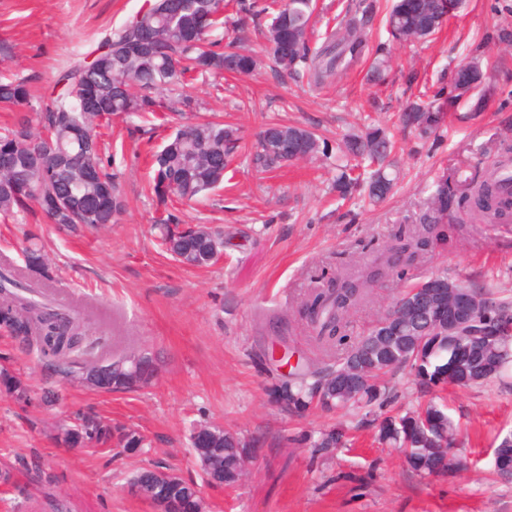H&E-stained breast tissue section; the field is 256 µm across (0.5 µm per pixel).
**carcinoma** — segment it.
Segmentation results:
<instances>
[{"instance_id":"obj_1","label":"carcinoma","mask_w":512,"mask_h":512,"mask_svg":"<svg viewBox=\"0 0 512 512\" xmlns=\"http://www.w3.org/2000/svg\"><path fill=\"white\" fill-rule=\"evenodd\" d=\"M461 0H393L387 26L393 38L405 42L425 40L440 29L445 18ZM233 13L224 16V9ZM316 9L314 0H155L122 28L109 33L91 51L92 61H78L64 70L56 84L60 91L55 104L39 113L41 129L29 120H19L0 133V155L10 159V167L0 170V214L11 216L29 203L36 205L51 224L68 236L81 237L88 230L114 224L125 209L114 174L102 166L100 146L88 152L81 132L92 131L100 123L112 125V117L135 112H163L171 109L164 92L185 84L196 74L246 75L259 60L241 51L234 42L223 50L208 41L210 33L226 24L233 31L265 28L268 59L272 67L286 74H302L308 82L322 85L359 63L369 52L365 32L373 16V5L360 0L354 13L336 18V27L327 43L314 51L308 29ZM271 16L262 26L264 16ZM456 82L475 84V92L485 95V73L477 61L453 73ZM27 78L0 80V105L29 103ZM445 118L440 105L408 104L401 113L404 127L423 135L436 132ZM240 140L238 128L217 119H196L182 125L152 156V190L162 205L173 198L193 200L224 182V169ZM55 149L48 150V144ZM392 144L382 129L343 138L338 151L360 163L377 166L368 186L370 197L382 202L392 190V182L382 169ZM327 148L311 131L298 126L269 123L253 144V163L267 171L288 162L312 158ZM359 185L354 169L344 168L336 178V191L347 196ZM457 205L472 224L512 221V146L502 145L482 177L472 178L462 188L443 177L433 182L431 215L423 219L419 232H399L377 260L360 270H344L325 288H317L297 308L318 344L333 348L348 345L347 314L367 296L371 283L393 270L400 262H411L434 243L444 239L443 218L448 207ZM180 218L164 209L155 228L166 250L186 256L185 265L203 268L212 265L216 252L224 250L222 232L198 224L180 230ZM55 282L53 270L40 248L25 249L24 265L0 261V327L18 338L50 370L66 381L83 376L97 362L84 356L87 321L72 316L45 296ZM461 290L484 297L486 308L475 314V328L487 336L491 347L470 345L462 355V345L448 347V337L409 330L404 323L401 335L374 349L364 360L370 383L348 387L349 359L345 356L312 370L288 383L273 385V400L291 412L301 413L312 404L325 410L371 409L387 398L384 376L407 368L417 384L427 389L448 385L475 386L503 376L512 367V304L491 293L454 280ZM136 353L125 348L112 354V365L120 376L111 392L133 391L149 386L156 368L146 363L134 382L121 379V365ZM0 390L18 401L30 399V389L21 376L8 367L0 369ZM346 429L339 425L321 432L314 447L329 454L346 444ZM457 427L446 406L429 402L403 415L387 416L379 424V438L400 448L410 468L421 476L448 471L456 459ZM54 440L66 448L85 449L94 443L136 453L147 447L137 430L90 413H77L73 420L55 426ZM192 453L209 458L213 478L233 485L243 476V463L250 441L216 425H194L189 437ZM155 470L143 469L135 481L143 493L154 492ZM190 484L184 480L165 485L170 512H196L197 504L188 496Z\"/></svg>"}]
</instances>
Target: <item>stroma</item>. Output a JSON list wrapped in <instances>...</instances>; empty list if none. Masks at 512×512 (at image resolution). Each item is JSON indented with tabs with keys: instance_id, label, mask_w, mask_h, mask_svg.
I'll return each instance as SVG.
<instances>
[{
	"instance_id": "35a3bbf8",
	"label": "stroma",
	"mask_w": 512,
	"mask_h": 512,
	"mask_svg": "<svg viewBox=\"0 0 512 512\" xmlns=\"http://www.w3.org/2000/svg\"><path fill=\"white\" fill-rule=\"evenodd\" d=\"M147 0H0V77L33 78L30 107H0V128L48 108L59 72L87 58ZM380 8L369 34L371 58L324 86L276 74L269 65L240 77L198 78L186 92L196 113L223 115L243 140L223 184L195 203L172 201L183 223L223 229L227 244L213 265L180 264L159 246L152 225L161 208L152 193L151 156L181 124L179 115L113 119L96 133L120 173L126 207L117 223L69 238L37 207L0 218V255L22 263L35 234L69 292L68 307L90 302L91 340L125 339L128 350L155 357L160 371L137 392L103 393L63 386L38 358L0 328V366L19 370L35 393L62 400L25 405L0 394V512H148L127 492L141 468L162 467L203 480L188 443L191 423H217L252 440L254 461L230 487L205 485L206 512H512V480L494 471L500 435L512 431V373L442 398L460 430L453 471L416 475L401 451L383 445L378 425L359 409L317 407L294 414L276 405L271 387L316 358L311 328L294 312L317 276L361 260V246L385 243L399 224L427 212L430 186L450 173L466 178L494 150L512 143V0H464L427 41L392 39ZM385 60L380 80L370 61ZM479 58L490 90L460 101L435 135L421 138L398 122L412 102L446 101L454 70ZM267 123L299 126L328 142L373 124L396 143L386 174L395 186L371 204L366 194L340 199L333 160L319 156L271 171L248 149ZM448 239L407 270L378 280L368 302L350 311V338L364 335L406 288L447 272L512 302V223L462 224L449 208ZM380 408L392 415L428 402L408 371L390 378ZM76 410L96 413L144 434L139 453L58 445L54 424ZM344 424L351 445L324 456L309 439Z\"/></svg>"
}]
</instances>
